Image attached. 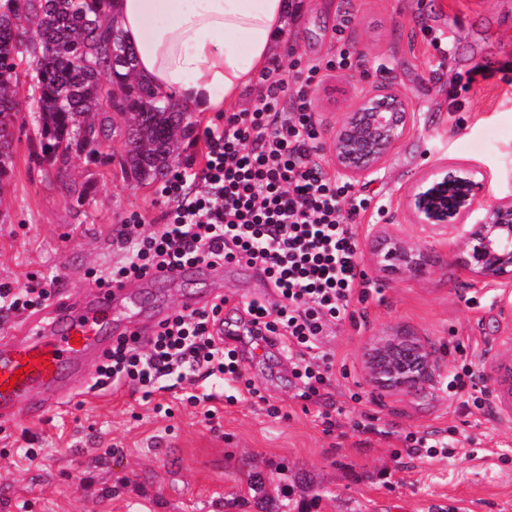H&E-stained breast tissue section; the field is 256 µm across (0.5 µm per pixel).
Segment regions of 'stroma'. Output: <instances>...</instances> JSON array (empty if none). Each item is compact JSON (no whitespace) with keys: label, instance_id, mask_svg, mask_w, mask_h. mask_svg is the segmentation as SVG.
Instances as JSON below:
<instances>
[{"label":"stroma","instance_id":"obj_1","mask_svg":"<svg viewBox=\"0 0 512 512\" xmlns=\"http://www.w3.org/2000/svg\"><path fill=\"white\" fill-rule=\"evenodd\" d=\"M345 14L353 22L340 35ZM343 45L358 66L326 71L312 91L322 129L336 127L379 77L405 93L415 114L379 172L354 184L383 206L355 219L358 243L388 227L430 246L437 275L417 280L364 263L371 293L323 339L333 370L318 402L295 399L291 367L273 349L244 357L256 396L212 401L211 419L181 402L191 389L184 382L148 400L128 388L79 389L41 418L20 413L0 422V512H259L244 500L246 470L274 478L307 512H512V415L492 383L483 384L480 407L471 387L446 388L448 375L465 364L494 366L500 341L512 336V293L449 265L447 238L412 223L406 208L409 190L436 162L481 170V204L512 195V70L505 68L512 62V0H302L271 65L289 77L295 59L323 64ZM477 64L504 73L473 84L461 108L449 111L450 80ZM192 121L177 164L186 172L201 167L205 132L224 118L203 112ZM17 123L12 176L0 188V281L23 285L35 273L55 296L33 318L1 317V344L26 339L29 320L49 323L60 304L95 291L88 272L117 261L112 238L129 213H140L150 230L167 207L159 183L122 173L123 138L102 146L111 163L72 159L62 182L36 161L28 99L20 101ZM131 287L147 332L195 293L224 295L230 324L239 322L245 302L276 301L263 275L235 265L205 281ZM398 331L435 350L442 370L433 385L397 394L367 381L366 346ZM159 403L171 415L155 412ZM325 411L338 414L339 428L325 431ZM364 414L374 417L376 432L353 429ZM436 433L454 446L453 457L409 451L408 435ZM30 444L40 450L32 461L19 455Z\"/></svg>","mask_w":512,"mask_h":512}]
</instances>
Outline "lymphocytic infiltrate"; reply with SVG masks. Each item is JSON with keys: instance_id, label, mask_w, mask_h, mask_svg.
Returning a JSON list of instances; mask_svg holds the SVG:
<instances>
[{"instance_id": "f902f5d3", "label": "lymphocytic infiltrate", "mask_w": 512, "mask_h": 512, "mask_svg": "<svg viewBox=\"0 0 512 512\" xmlns=\"http://www.w3.org/2000/svg\"><path fill=\"white\" fill-rule=\"evenodd\" d=\"M352 64L343 48L327 65H307L291 80L265 73V92L244 111L225 114L223 130L207 132L202 168L164 180L160 193L169 205L160 228L141 233L140 214H131L112 239L124 262L95 279L103 288L191 263L253 265L279 301L247 302V332L252 342L263 340L285 353L302 401L320 399L330 385L326 331L345 319L352 300L369 296L352 225L369 200L356 197L352 183H338L320 163V128L309 96L322 68ZM51 295L39 281L21 288L1 281L0 311L20 314ZM223 312L218 296L201 308L173 311L147 338L118 337L96 371V385L147 389L166 379L241 381L242 351L213 332Z\"/></svg>"}]
</instances>
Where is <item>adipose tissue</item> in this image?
Here are the masks:
<instances>
[{"mask_svg":"<svg viewBox=\"0 0 512 512\" xmlns=\"http://www.w3.org/2000/svg\"><path fill=\"white\" fill-rule=\"evenodd\" d=\"M106 23L136 73L188 112H224L256 85L288 22L287 0H115Z\"/></svg>","mask_w":512,"mask_h":512,"instance_id":"1","label":"adipose tissue"}]
</instances>
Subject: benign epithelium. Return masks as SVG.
<instances>
[{"label": "benign epithelium", "instance_id": "benign-epithelium-1", "mask_svg": "<svg viewBox=\"0 0 512 512\" xmlns=\"http://www.w3.org/2000/svg\"><path fill=\"white\" fill-rule=\"evenodd\" d=\"M405 94L375 82L344 113L329 137V155L337 171L355 181L381 168L414 122ZM480 171L436 163L411 188L408 207L413 223L448 231V261L483 282L512 287V198L490 205L478 202ZM370 254L384 270L409 278L437 274L428 248L390 232L375 231ZM368 382L380 392L411 393L432 382L441 371L431 346L415 336H379L364 353Z\"/></svg>", "mask_w": 512, "mask_h": 512}]
</instances>
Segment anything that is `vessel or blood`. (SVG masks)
I'll use <instances>...</instances> for the list:
<instances>
[{"label": "vessel or blood", "mask_w": 512, "mask_h": 512, "mask_svg": "<svg viewBox=\"0 0 512 512\" xmlns=\"http://www.w3.org/2000/svg\"><path fill=\"white\" fill-rule=\"evenodd\" d=\"M134 302L127 285L59 307L49 326L29 339L0 345V419L16 411L37 417L50 400L62 399L84 380L86 362L96 360L104 333L118 312Z\"/></svg>", "instance_id": "vessel-or-blood-1"}]
</instances>
